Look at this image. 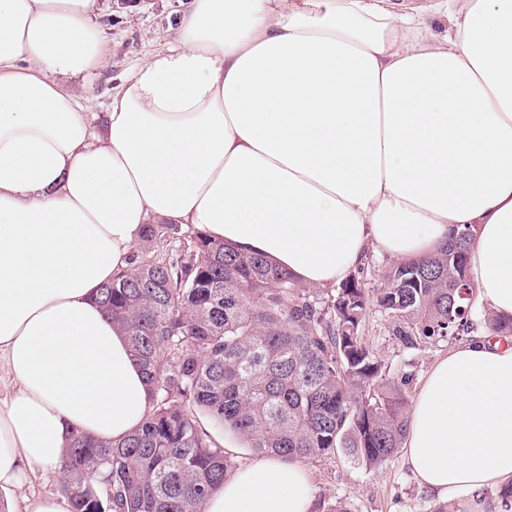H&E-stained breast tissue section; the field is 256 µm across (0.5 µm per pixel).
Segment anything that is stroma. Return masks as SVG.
<instances>
[{"label": "stroma", "instance_id": "35a3bbf8", "mask_svg": "<svg viewBox=\"0 0 512 512\" xmlns=\"http://www.w3.org/2000/svg\"><path fill=\"white\" fill-rule=\"evenodd\" d=\"M101 21L106 29L105 65L83 79L72 80L77 95L91 111H108L113 96L137 68L173 43V29L187 0H100ZM365 336L388 365L391 376H409V397L418 391L437 358L447 354L448 344L409 349L392 334V326L380 313H372ZM314 487L312 512H331L345 502L351 512H500L497 489L446 498L421 487L402 456L365 469L351 457L336 453L302 462Z\"/></svg>", "mask_w": 512, "mask_h": 512}]
</instances>
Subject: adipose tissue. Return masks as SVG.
<instances>
[{"mask_svg": "<svg viewBox=\"0 0 512 512\" xmlns=\"http://www.w3.org/2000/svg\"><path fill=\"white\" fill-rule=\"evenodd\" d=\"M435 38L392 0H191L101 128L65 77L105 56L97 0H0V512L71 432L119 442L151 391L97 290L149 218L332 288L374 252L420 258L474 225L478 304L512 314V0H432ZM404 461L438 494L512 478V342L439 358ZM306 470L239 467L205 512H311Z\"/></svg>", "mask_w": 512, "mask_h": 512, "instance_id": "obj_1", "label": "adipose tissue"}]
</instances>
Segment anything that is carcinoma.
Wrapping results in <instances>:
<instances>
[{"instance_id":"1","label":"carcinoma","mask_w":512,"mask_h":512,"mask_svg":"<svg viewBox=\"0 0 512 512\" xmlns=\"http://www.w3.org/2000/svg\"><path fill=\"white\" fill-rule=\"evenodd\" d=\"M453 230L436 253L393 265L366 287L361 265L321 295L264 255L197 236L186 259L141 263L100 289L152 391L142 424L118 443L71 434L58 469L70 512H203L235 467L200 414L256 455L342 451L368 469L406 436L408 378L389 376L364 336L370 311L407 348L484 325L512 336V315L474 319L469 251Z\"/></svg>"}]
</instances>
